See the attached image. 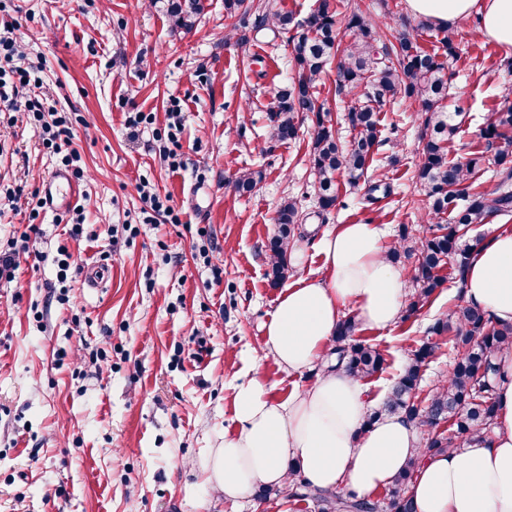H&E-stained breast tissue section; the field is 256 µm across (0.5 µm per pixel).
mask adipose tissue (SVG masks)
<instances>
[{"instance_id": "obj_1", "label": "adipose tissue", "mask_w": 512, "mask_h": 512, "mask_svg": "<svg viewBox=\"0 0 512 512\" xmlns=\"http://www.w3.org/2000/svg\"><path fill=\"white\" fill-rule=\"evenodd\" d=\"M427 22L453 27L479 15L480 30L512 53V0H408ZM385 229L341 224L318 248L320 276L298 277L264 324L263 345L289 376L314 368L331 342L343 308L365 326L392 327L401 317L404 283L386 257ZM466 305L512 324V231L480 242L462 283ZM497 413L484 442L460 451L428 452L419 427L394 414L367 423L368 388L343 369L320 370L314 383L275 400L263 375L237 387L235 434L201 462L204 481L236 502L261 488L282 489L291 470L322 490L360 496L386 487L415 464L409 486L415 512H512V348L501 350Z\"/></svg>"}]
</instances>
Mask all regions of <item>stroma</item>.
<instances>
[{
    "label": "stroma",
    "mask_w": 512,
    "mask_h": 512,
    "mask_svg": "<svg viewBox=\"0 0 512 512\" xmlns=\"http://www.w3.org/2000/svg\"><path fill=\"white\" fill-rule=\"evenodd\" d=\"M339 15L360 11L380 42L409 23L418 43L443 53L442 27L421 21L408 0H336ZM188 31L174 29L152 0H0L21 57L6 63L36 78L30 98L65 116L79 165L39 139L25 104L0 99V251L25 247L13 275L0 274V512H318L287 495L224 501L205 485L200 459L237 428L236 385L254 374L283 400L314 382L286 377L261 351L262 325L283 291L271 285L269 239L280 204L304 215L289 250L304 251L303 274L320 275L323 233L341 224L388 226L428 235L420 184L423 115L397 98L380 113L373 166L392 189L336 183L338 201L321 212L308 153L311 120L297 139L270 137L273 93L293 74L287 36L257 13L227 17L224 0ZM449 111L456 155L484 148L481 130L512 86V56L479 32L477 17L455 28ZM181 109L174 159H165L173 107ZM142 113L128 128L126 119ZM68 174L78 200L42 206V185ZM260 172L256 191L232 181ZM168 201L178 223L154 222L150 196ZM446 279L429 303L354 338L386 359L368 379L381 406L415 348L436 344L420 395L448 379L456 352L432 333L463 305Z\"/></svg>",
    "instance_id": "35a3bbf8"
}]
</instances>
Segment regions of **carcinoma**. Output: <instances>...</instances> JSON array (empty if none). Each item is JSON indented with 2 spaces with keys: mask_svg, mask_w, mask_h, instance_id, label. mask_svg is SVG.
Wrapping results in <instances>:
<instances>
[{
  "mask_svg": "<svg viewBox=\"0 0 512 512\" xmlns=\"http://www.w3.org/2000/svg\"><path fill=\"white\" fill-rule=\"evenodd\" d=\"M162 8L174 27L190 29L204 14L206 0H162ZM336 25V5L331 0H319L318 7L301 24L299 35L289 37L295 77L274 95L271 138L280 142L296 138V114H312L308 162L318 187L319 206L328 211L336 206L337 177L344 175L354 185L367 174L379 144L381 109L398 97L419 101L425 127L419 179L431 202L429 215L436 222L429 227L428 236L416 238L404 231L399 241L403 252L418 255V293L410 304V311L414 312L442 287L444 279L438 273L442 265L450 264L458 280H463L473 244L460 230L482 224L490 216L512 214V88H508L503 106L487 116L483 128L487 146L495 148L493 163L500 168L501 178L494 190L478 191L476 181L485 162L484 152L476 151L463 161L452 157L457 127L453 115L442 104L448 94L446 63L438 54L418 45L414 28L392 34L394 42L379 51L376 25L363 13L354 12L348 17L345 43L336 40ZM332 66L336 69V94L356 91L363 98L347 108L346 120L354 136L345 146L339 143L331 124V108L315 95L317 79ZM259 182L257 173L245 171L236 177L235 187L243 195L250 194ZM442 214L449 215L445 224L439 222ZM299 220V210L292 201L277 211L274 223L278 224V233L270 240V277L274 285L287 278L288 238ZM357 326L353 316L339 322L330 354L335 356L334 368H343L365 380L383 372L385 359L376 345L352 341ZM432 332L448 336L459 349L447 383L432 395L418 398L422 374L435 351V346L423 344L413 351L410 362L371 419L383 413H402L428 432L425 451L447 452L467 441L485 438V432L492 428L501 379L496 359L504 346L512 345V324L500 323L491 315L464 305L448 318L437 320ZM442 422L448 423V428L439 429ZM414 470L415 464H409L396 480L389 497L391 512H414L405 492ZM294 486L290 497L298 501L310 499L320 506V512H377V505L354 493L324 494L304 480Z\"/></svg>",
  "mask_w": 512,
  "mask_h": 512,
  "instance_id": "1",
  "label": "carcinoma"
}]
</instances>
